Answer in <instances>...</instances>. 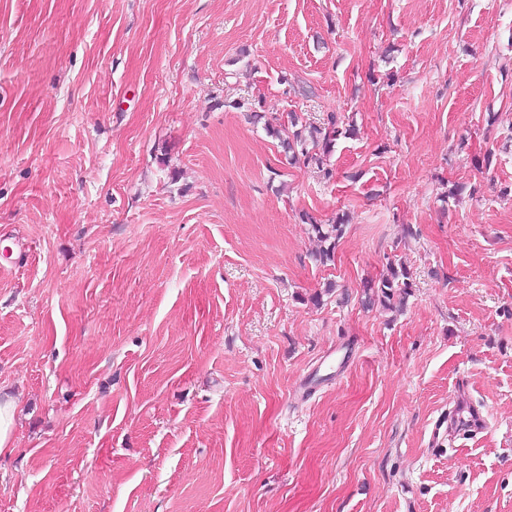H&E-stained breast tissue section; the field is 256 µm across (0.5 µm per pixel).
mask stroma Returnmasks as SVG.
<instances>
[{
	"label": "stroma",
	"instance_id": "obj_1",
	"mask_svg": "<svg viewBox=\"0 0 512 512\" xmlns=\"http://www.w3.org/2000/svg\"><path fill=\"white\" fill-rule=\"evenodd\" d=\"M4 247L0 512H512V0H0ZM339 123L340 117L335 113H330L327 115L323 127L307 126L306 122L303 124L300 115L294 112L288 113V124L295 129L292 133L288 131V138L282 139L281 146L286 154H291L292 159L301 155L306 162H314L322 166L321 153H312L310 150L318 149L321 141L322 154L329 153L337 139L336 136L342 133L339 129ZM309 145L312 146L311 149ZM345 220L344 217H336L333 224H316L313 229L317 235L318 240L323 243L317 258L320 262L326 263L331 261L335 254L336 241H338L344 231ZM389 274L381 278L378 282H367L364 288L365 299L364 304L366 307L373 306L376 301L382 304L383 307H391V302L395 296H406L408 288H411L409 282V273L403 266L400 268L390 267ZM16 402L9 395L0 396V453L13 442Z\"/></svg>",
	"mask_w": 512,
	"mask_h": 512
}]
</instances>
